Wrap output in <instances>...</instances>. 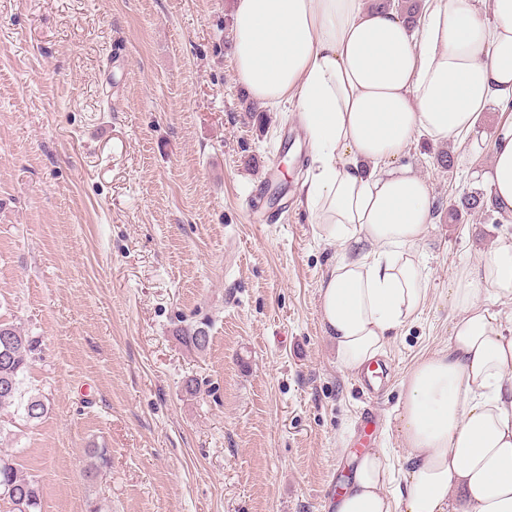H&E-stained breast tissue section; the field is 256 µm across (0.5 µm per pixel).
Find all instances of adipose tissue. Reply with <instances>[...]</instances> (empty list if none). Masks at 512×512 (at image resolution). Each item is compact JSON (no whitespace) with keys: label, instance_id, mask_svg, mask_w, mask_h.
<instances>
[{"label":"adipose tissue","instance_id":"1","mask_svg":"<svg viewBox=\"0 0 512 512\" xmlns=\"http://www.w3.org/2000/svg\"><path fill=\"white\" fill-rule=\"evenodd\" d=\"M234 30L251 99L294 102L307 131L302 199L340 252L320 320L340 365L360 373L428 299L417 247L433 198L398 162L415 133L462 140L497 110L478 177L499 222L512 223V0H423L412 23L369 0H235ZM450 294L447 348L402 383L403 488L390 492L387 457L368 452L336 512H512V329L495 307L512 301V238L461 269Z\"/></svg>","mask_w":512,"mask_h":512}]
</instances>
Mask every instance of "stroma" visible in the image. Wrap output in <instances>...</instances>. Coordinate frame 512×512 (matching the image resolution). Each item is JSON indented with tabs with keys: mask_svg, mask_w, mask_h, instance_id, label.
<instances>
[{
	"mask_svg": "<svg viewBox=\"0 0 512 512\" xmlns=\"http://www.w3.org/2000/svg\"><path fill=\"white\" fill-rule=\"evenodd\" d=\"M233 11L0 0V322L39 339L22 388L49 403L37 422L0 410V454L42 512H332L351 449L402 469V382L450 341L455 271L512 236L488 210L448 217L482 188L496 113L463 142L415 136L400 162L435 201L428 299L385 345V390L362 393L321 327L338 253L300 203L306 134L291 102L246 112ZM202 326L198 353L179 335ZM92 448L110 456L94 474Z\"/></svg>",
	"mask_w": 512,
	"mask_h": 512,
	"instance_id": "35a3bbf8",
	"label": "stroma"
}]
</instances>
